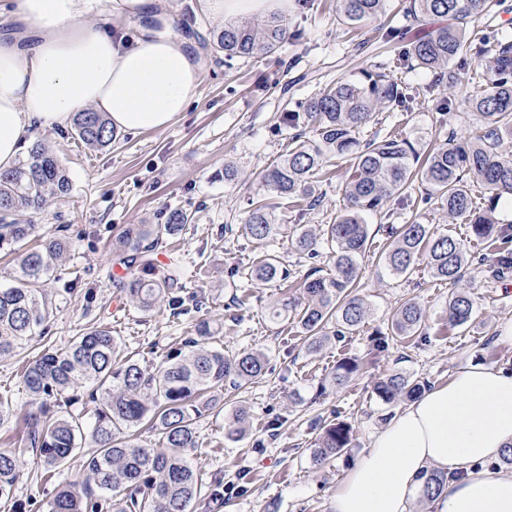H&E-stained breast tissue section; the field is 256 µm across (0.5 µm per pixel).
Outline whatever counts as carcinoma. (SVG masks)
Instances as JSON below:
<instances>
[{
	"label": "carcinoma",
	"instance_id": "carcinoma-1",
	"mask_svg": "<svg viewBox=\"0 0 512 512\" xmlns=\"http://www.w3.org/2000/svg\"><path fill=\"white\" fill-rule=\"evenodd\" d=\"M337 11L348 24L369 23L386 10L387 0H336ZM499 0H404L405 20L418 28L398 54L397 62L414 65L434 74V85L453 94L463 87L464 76L453 68L462 57L492 58L488 71L474 72L485 88L468 97L471 112L482 118L480 134L453 136L423 154L402 134L364 139L363 130L384 110L406 112L412 94L394 76L365 70L357 80L339 78L332 86L301 103L299 109L282 113V124L297 129L313 126L315 137H291L288 153L271 164L262 176L277 196L306 201L317 207L318 174L332 157L350 162L344 183L345 212L325 225L322 240L306 231L295 236L293 247L310 259L328 247L334 272L307 274L303 300H282L273 310L276 317L288 312L302 329L307 350L322 351L329 337L339 340L352 334L366 319L367 307L357 293L359 257L366 251L368 228L364 214L381 209L384 201L411 197L415 183L426 186V195L436 197L447 214L461 217L470 236L495 250L489 264L492 275L512 269V224H500L495 211L504 197L512 199V156L501 151V142L512 137V40L508 36L476 38L469 32L472 18L490 15ZM288 28L280 13H271L262 24L228 21L214 36L213 47L232 61L257 53L277 52ZM78 140L91 148H106L116 141L110 122L101 112L87 110L74 116ZM480 183L487 196L474 201L470 182ZM69 191L65 168L42 143L33 144L14 167L0 172V243H21L33 235L36 225L29 217L44 207L47 199ZM181 210L168 214L164 224H129L112 248L116 263L129 271L124 291L137 307L150 313L167 305L180 314L185 289L180 274L160 265L158 249L188 223ZM274 205L252 202L242 232L261 244L277 234ZM395 240L382 260L398 277L411 274L426 262L432 276L456 284L473 265L463 244L451 235L436 236L429 225L413 220L391 228ZM72 247L60 229L20 255L13 273L14 284L0 288V357L42 335L53 306L46 288L54 280L57 262ZM290 273L272 254L251 267L250 279L288 281ZM476 299L465 291L448 299V323L468 324ZM424 311L414 300L400 306L391 321V335L405 338L422 330ZM215 329L207 318L196 324V335L169 352L152 370L112 336V330L89 324L80 336L62 348L47 347L27 361L22 381L29 395L25 424L26 447L37 452L43 478L51 480L85 441L92 451L84 466L94 486L81 490L66 486L47 503V512H188L192 501L210 503L224 499V479L206 481L190 463L198 448L196 425L204 410L220 406L224 382L243 388L268 372L269 360L261 351L250 350L235 357L211 344ZM389 335V336H391ZM389 336L380 332L373 349L383 352ZM358 360L340 359L330 381L343 385L359 371ZM93 386L96 403L94 422L85 428L82 416L72 412L79 402L78 385ZM420 389L400 372L388 375L375 387L379 398L390 403ZM146 428L158 436L154 445L136 442L135 433ZM351 427L344 421H324L314 439L313 460L321 465L348 448ZM20 457L0 449V501L13 498L20 474ZM447 476L432 472L420 493L429 501L443 490Z\"/></svg>",
	"mask_w": 512,
	"mask_h": 512
}]
</instances>
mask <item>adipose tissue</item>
<instances>
[{
    "label": "adipose tissue",
    "mask_w": 512,
    "mask_h": 512,
    "mask_svg": "<svg viewBox=\"0 0 512 512\" xmlns=\"http://www.w3.org/2000/svg\"><path fill=\"white\" fill-rule=\"evenodd\" d=\"M288 0H200L215 19L269 13ZM21 28L0 35V169L12 167L28 129L66 125L83 108L120 130L170 126L196 98L203 63L173 32L162 0H119L152 18L130 43L88 18L86 0H7ZM512 447V370L467 364L400 407L337 484L330 512H410L434 471L447 476L433 512H512V473L486 469Z\"/></svg>",
    "instance_id": "1"
}]
</instances>
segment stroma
I'll list each match as a JSON object with an SVG mask.
<instances>
[{
    "mask_svg": "<svg viewBox=\"0 0 512 512\" xmlns=\"http://www.w3.org/2000/svg\"><path fill=\"white\" fill-rule=\"evenodd\" d=\"M398 3L387 0L386 12L377 21L349 25L339 19L336 0H308L304 8L288 0L291 39L275 54H257L229 67L222 52L207 46L220 22L202 18L199 0H166L175 30L189 39L204 63L197 99L186 112L163 130L119 132L117 141L103 149L86 147L68 127L31 128L26 144L50 146L71 183L66 197L52 200L34 216L38 229L31 242L41 243L48 231L64 224L72 248L56 272L57 283L48 290L55 312L46 339L32 340L0 358V395L14 408L12 418L0 426V448L16 450L23 462L14 498L0 503V512H45L56 487L84 481L82 448L55 481H41L36 451L21 440L28 401L21 371L24 360L43 344L67 346L89 323L109 327L149 366L181 347L201 316L217 325L213 343L225 355L250 349L267 354L271 370L262 380L239 390L225 386L223 411L205 412L197 423L198 446L191 464L203 477H223L224 505L217 512H329L338 478L368 450L372 434L395 409L377 396L378 381L398 371L431 387L446 383L472 361L512 365V345L498 340L501 328L512 323V275L494 279L474 271L455 287L432 278L422 264L408 277H395L382 261L392 242L389 225L412 219L429 225L435 234L454 236L470 251L484 252V244L470 237L463 219L449 218L438 201L421 203L425 190L420 185L404 209H396L390 200L379 212L366 215L368 241L360 260L359 295L369 314L354 334L321 353H308L293 318L270 317V307L289 296V289L275 282L250 283L244 277L268 251L281 256L298 279L315 266L330 269L328 254L312 261L301 258L292 238L303 226L320 231L346 206L347 164L340 159L329 162L332 179L319 182V207L272 197L264 185V169L288 150L290 132L279 125L284 106H296L338 78L384 67L412 88L414 98L409 111L378 113L365 136L396 129L423 152L448 135L473 133L476 118L464 98L482 90L480 80L461 89L460 100L440 123L433 107L443 91L434 87L432 73L417 67L393 69L399 48L385 40L382 29L403 25ZM228 164L238 172L232 184L224 181ZM267 197L274 200L281 229L264 249L245 238L241 227L249 200ZM174 209L185 211L191 221L160 255L178 265L188 292L203 307L178 317L165 307L146 314L119 288L112 241L127 225L165 223ZM457 288L472 293L477 305L467 326L453 328L448 300ZM409 299L424 310L422 335L398 337L385 352L374 351L375 333L390 332L393 313ZM345 357L357 358L360 369L345 385L332 386L329 375ZM242 406L250 413V429L240 438L228 437V419ZM333 412L351 425L352 442L317 467L311 443ZM276 417L282 425L276 434H268L267 426Z\"/></svg>",
    "mask_w": 512,
    "mask_h": 512,
    "instance_id": "obj_1",
    "label": "stroma"
}]
</instances>
